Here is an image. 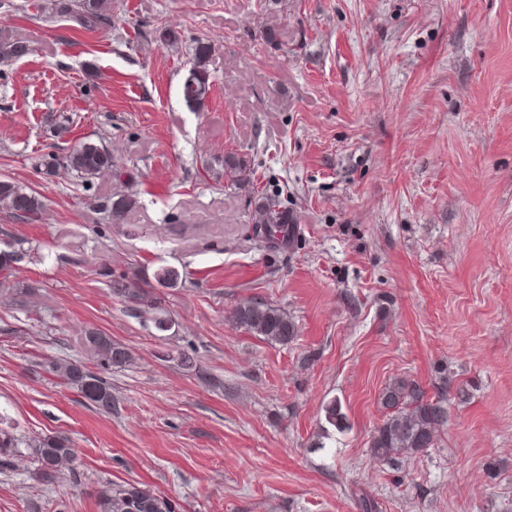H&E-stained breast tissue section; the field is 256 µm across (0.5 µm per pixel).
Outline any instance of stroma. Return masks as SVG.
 Here are the masks:
<instances>
[{
  "mask_svg": "<svg viewBox=\"0 0 512 512\" xmlns=\"http://www.w3.org/2000/svg\"><path fill=\"white\" fill-rule=\"evenodd\" d=\"M55 4L0 0L29 47L0 62V178L44 203L35 222L0 212V250L26 254L0 270V416L25 440L69 437L78 462L45 485L16 459L0 512H98L102 485L126 483L176 512H359L365 495L378 512H512V0H112L91 30ZM200 42L198 110L181 88ZM86 139L137 183L36 169L46 145ZM228 156L278 192L290 244L249 238L255 199L225 187ZM121 278L169 331L112 294ZM246 300L295 339L236 329ZM89 328L132 355L106 374L108 412L43 368L82 358ZM444 368L470 399L434 447L373 460L385 385L430 390ZM335 397L351 428L326 438ZM211 48L209 44L198 43L193 52L189 75L182 85V95L186 103L202 109L209 99L212 81L209 71ZM229 318L237 328L271 343L285 345L296 336L295 324L287 314L268 304L239 302L229 312Z\"/></svg>",
  "mask_w": 512,
  "mask_h": 512,
  "instance_id": "obj_1",
  "label": "stroma"
}]
</instances>
